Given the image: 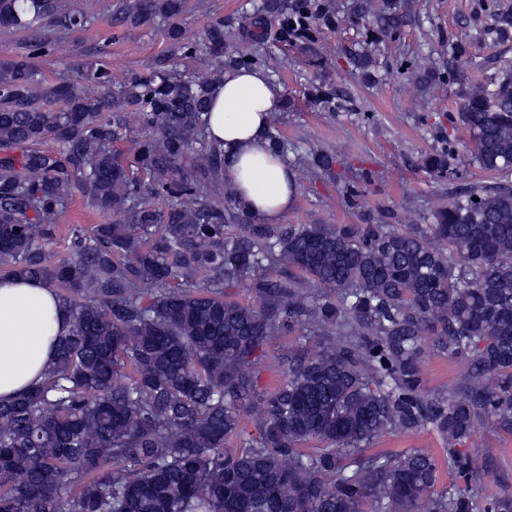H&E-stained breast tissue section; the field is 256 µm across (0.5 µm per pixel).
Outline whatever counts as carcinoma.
<instances>
[{"instance_id":"cac0c4a2","label":"carcinoma","mask_w":512,"mask_h":512,"mask_svg":"<svg viewBox=\"0 0 512 512\" xmlns=\"http://www.w3.org/2000/svg\"><path fill=\"white\" fill-rule=\"evenodd\" d=\"M352 11L373 36L405 25L365 0ZM180 14L179 0H124L112 25L163 18L168 48L143 76L87 63L98 95L47 83L30 53L0 60V277L50 282L71 316L43 380L0 400V512H512V493L473 490L463 448L480 427L512 433V186L468 184L401 228L387 209L362 224L259 222L224 188L210 91L227 69L266 64L271 26L285 49L314 45L336 5L261 0L199 41ZM88 24L62 0H0V26L40 49L47 26ZM207 57L204 76L177 69ZM311 96L329 111L346 98L324 82ZM458 121L465 154L444 143L420 169L444 181L454 158L511 175V64L467 93ZM132 135L129 160L114 144ZM332 164L310 151L316 172ZM77 195L102 222L69 225L53 261L44 245ZM295 332L283 380L260 386L265 348ZM428 349L466 361L451 392L423 395ZM423 427L448 442L446 489L428 452L367 453ZM64 485L77 493L63 502Z\"/></svg>"}]
</instances>
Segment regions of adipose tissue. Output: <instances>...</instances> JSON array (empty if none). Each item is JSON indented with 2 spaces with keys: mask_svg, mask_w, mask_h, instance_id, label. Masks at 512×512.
<instances>
[{
  "mask_svg": "<svg viewBox=\"0 0 512 512\" xmlns=\"http://www.w3.org/2000/svg\"><path fill=\"white\" fill-rule=\"evenodd\" d=\"M281 87L266 69L234 68L212 92L210 137L224 151V178L261 222L276 224L296 201L288 163L268 150L269 118ZM70 312L57 290L42 280H0V399L41 381L55 343L67 334Z\"/></svg>",
  "mask_w": 512,
  "mask_h": 512,
  "instance_id": "adipose-tissue-1",
  "label": "adipose tissue"
}]
</instances>
